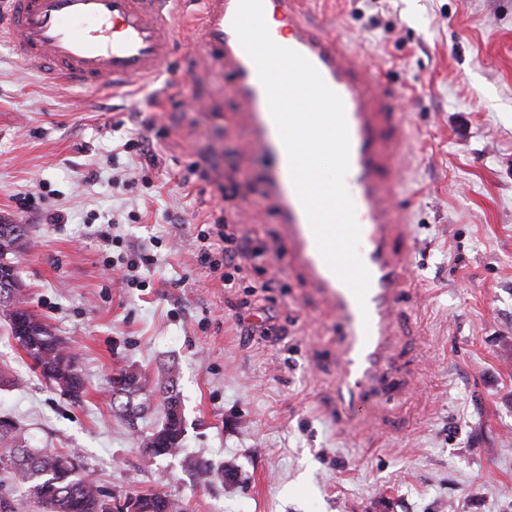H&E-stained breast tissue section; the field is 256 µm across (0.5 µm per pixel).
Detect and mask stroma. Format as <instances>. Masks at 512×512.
Listing matches in <instances>:
<instances>
[{
    "label": "stroma",
    "mask_w": 512,
    "mask_h": 512,
    "mask_svg": "<svg viewBox=\"0 0 512 512\" xmlns=\"http://www.w3.org/2000/svg\"><path fill=\"white\" fill-rule=\"evenodd\" d=\"M315 4L381 75L406 147L394 195L417 248L395 320L401 395L337 417L336 316L288 265L233 71L187 31L131 95L52 83L0 43V217L27 226L15 264L29 307L85 378L80 401L63 395L0 323V372L15 381L0 417L30 447L76 451L116 502L162 491L184 512H512V0ZM131 138L146 155L123 152ZM194 163L201 177L183 182ZM219 214L264 251L248 286L199 259L196 235ZM133 252L151 259L138 288L107 269ZM124 367L146 380L135 420L111 405ZM169 374L187 432L156 457L143 440ZM199 461L237 466L240 484L199 479Z\"/></svg>",
    "instance_id": "stroma-1"
}]
</instances>
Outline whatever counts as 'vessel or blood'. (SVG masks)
Listing matches in <instances>:
<instances>
[{
	"instance_id": "1",
	"label": "vessel or blood",
	"mask_w": 512,
	"mask_h": 512,
	"mask_svg": "<svg viewBox=\"0 0 512 512\" xmlns=\"http://www.w3.org/2000/svg\"><path fill=\"white\" fill-rule=\"evenodd\" d=\"M0 9V42L49 79L120 91L156 79L185 23L197 22L201 49L235 75L253 144L266 155L269 193L285 229L290 264L336 314L337 413L347 416L374 394L395 393L392 327L411 290L408 259L414 238L391 205L404 147L399 134L384 135L392 121L381 77L323 25L309 20L308 0H264L289 34L288 48L305 56L342 99L350 136L345 185L360 227V257L371 274L365 305L319 253L290 177L289 162L270 115L257 70L240 45L232 21L238 0H7Z\"/></svg>"
}]
</instances>
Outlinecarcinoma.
<instances>
[{"label": "carcinoma", "mask_w": 512, "mask_h": 512, "mask_svg": "<svg viewBox=\"0 0 512 512\" xmlns=\"http://www.w3.org/2000/svg\"><path fill=\"white\" fill-rule=\"evenodd\" d=\"M26 228L22 224L0 221V317L8 324L10 333L28 357L38 367L44 379L62 394L78 400L84 394L85 381L78 357L64 340L43 320L25 309L27 301L13 291V275L4 269L3 246L10 247L14 256L26 248ZM112 405L122 414L133 417L144 409L135 402L146 387L137 373L121 368L112 378ZM164 420L149 434L154 446L147 451L154 456H172L183 447L185 427L183 418L173 409L180 408V392L175 379L167 377L163 387ZM21 487L42 512H112L107 496L81 466L77 453L67 454L33 450L24 445L16 434L13 421L0 418V512H14L10 497L3 489ZM139 512H183L176 499L164 492L137 497Z\"/></svg>", "instance_id": "cac0c4a2"}]
</instances>
